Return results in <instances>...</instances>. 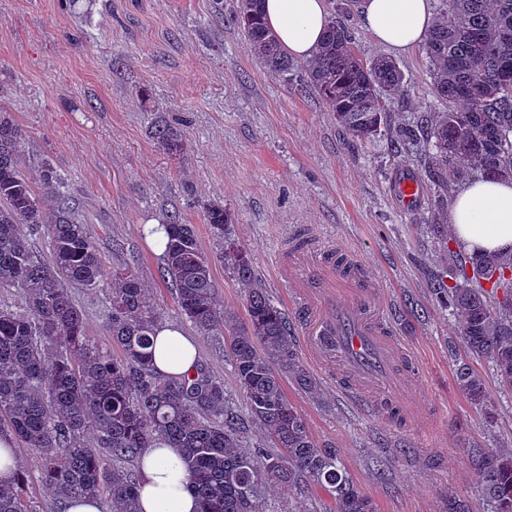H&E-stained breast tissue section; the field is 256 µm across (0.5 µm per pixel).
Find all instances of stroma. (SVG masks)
<instances>
[{"mask_svg":"<svg viewBox=\"0 0 512 512\" xmlns=\"http://www.w3.org/2000/svg\"><path fill=\"white\" fill-rule=\"evenodd\" d=\"M240 0H0V110L25 133L22 165L39 180L51 165L84 216L106 267L134 263L162 321L195 336L201 362L223 379L240 415H247L224 338L203 335L181 316L161 277L163 258L145 242L144 224L178 212L193 225L228 311L244 317V287L216 255L203 216L224 203L231 231L248 251L271 300L289 312V290L277 277L291 257L289 242L307 233L314 246L335 245L363 261V272L388 296L393 338L419 366L425 411L404 426L348 404L332 374L312 372L323 390L315 400L292 381L289 401L315 441L338 449L354 483L375 512H443L448 495L475 498L465 456L472 445L512 447V394L502 392L489 360L471 365L485 382L494 421L455 384L465 357L453 317L432 291L446 263L428 229L430 183L415 157L386 144L351 141L311 93L288 89L264 72L233 17ZM336 18L364 57L399 63L409 96L391 113L402 124L431 100L424 48L406 52L375 45L354 10L336 0ZM182 134L171 154L156 126ZM414 179L419 196L404 207L397 184ZM91 337L103 347L101 294L74 285ZM384 469L377 478L376 469Z\"/></svg>","mask_w":512,"mask_h":512,"instance_id":"stroma-1","label":"stroma"}]
</instances>
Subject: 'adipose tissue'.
I'll use <instances>...</instances> for the list:
<instances>
[{
  "label": "adipose tissue",
  "instance_id": "1",
  "mask_svg": "<svg viewBox=\"0 0 512 512\" xmlns=\"http://www.w3.org/2000/svg\"><path fill=\"white\" fill-rule=\"evenodd\" d=\"M265 21L291 56L312 57L328 22L325 0H264ZM361 27L382 47L405 52L425 43L436 24L433 0H359ZM448 225L458 247L468 253L512 254V180L476 176L456 191ZM200 361L195 340L176 325L156 329L153 363L160 374H194ZM138 506L142 512H197L179 449L157 443L139 460Z\"/></svg>",
  "mask_w": 512,
  "mask_h": 512
}]
</instances>
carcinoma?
Listing matches in <instances>:
<instances>
[{"instance_id":"1","label":"carcinoma","mask_w":512,"mask_h":512,"mask_svg":"<svg viewBox=\"0 0 512 512\" xmlns=\"http://www.w3.org/2000/svg\"><path fill=\"white\" fill-rule=\"evenodd\" d=\"M438 23L425 42L427 75L442 107L429 106L393 131L390 112L408 95L404 72L390 58H362L349 30L329 14L313 57L288 56L264 22L262 0H241L236 21L267 72L316 92L336 123L362 144L390 141L413 152L445 207L459 181L512 169V0H437ZM165 150H181L172 125L156 130ZM23 130L0 114V436L38 453L42 481L65 512L69 501L96 496L109 512H139L138 473L125 467L158 438L182 449L199 512H266L264 491L276 484L306 495L321 489L330 512H374L350 478L338 449L323 448L284 390L291 380L320 398L322 389L301 359L288 321L262 287L247 251L231 238L224 205L209 203L210 226L224 268L246 288L244 322L227 311L193 225L169 218L162 277L181 313L200 333L224 334V357L248 413L271 449L250 448L224 381L205 366L172 380L152 368L156 313L135 267L107 271L88 225L60 192L46 165L49 204L20 164ZM450 262L434 283L451 311L467 354L486 358L500 386L512 391V255L465 256L450 249L448 215L432 219ZM42 229L50 259L29 246ZM74 283L108 300L105 328L112 349L89 336ZM456 385L487 419L495 418L483 379L456 366ZM487 512H512V448L466 449ZM0 512H30L24 467L0 486Z\"/></svg>"}]
</instances>
